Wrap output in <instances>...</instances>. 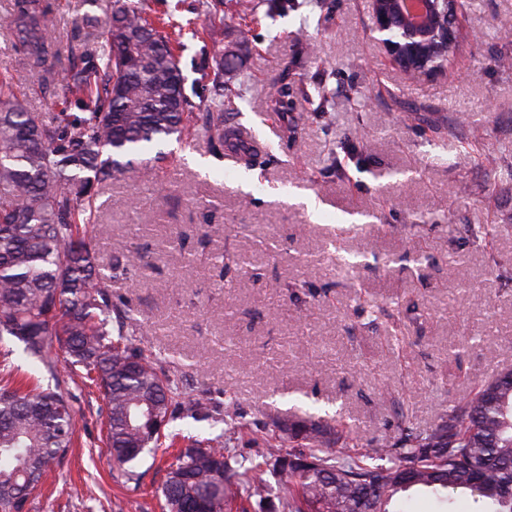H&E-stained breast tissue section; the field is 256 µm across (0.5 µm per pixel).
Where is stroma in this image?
Here are the masks:
<instances>
[{
	"label": "stroma",
	"mask_w": 512,
	"mask_h": 512,
	"mask_svg": "<svg viewBox=\"0 0 512 512\" xmlns=\"http://www.w3.org/2000/svg\"><path fill=\"white\" fill-rule=\"evenodd\" d=\"M50 2L56 40L79 45L86 5ZM146 3L183 27L187 94L208 97L199 79L218 53L236 55L246 75L223 143L196 110L161 168L98 186L100 265L111 268L121 240L148 261L135 277L113 276L112 303L147 327L136 345L168 370L180 400L204 391L216 408L233 401L246 432L230 445L258 459L275 412L290 408L285 392L368 447L403 423L429 427L475 382L512 369V0H464L461 47L430 78L387 57L371 32L372 0L274 16L249 0L248 25L239 0H224L220 20L203 0ZM10 4L0 0V74L14 76L43 120L87 115L23 65L7 35ZM285 84L288 104L273 110ZM243 127L253 133L247 156L236 152ZM353 253L358 266L336 272V257ZM217 254L227 275L212 264ZM451 256L463 279L449 277ZM0 365L12 381L50 382L13 338L0 339ZM58 377L76 414L74 446L36 512H161L165 451L144 455L137 478L113 469L102 396L84 372ZM393 509L485 505L414 494Z\"/></svg>",
	"instance_id": "obj_1"
}]
</instances>
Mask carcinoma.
Here are the masks:
<instances>
[{
    "mask_svg": "<svg viewBox=\"0 0 512 512\" xmlns=\"http://www.w3.org/2000/svg\"><path fill=\"white\" fill-rule=\"evenodd\" d=\"M86 50L79 69L57 68L64 47L53 39L46 0H12L7 29L29 70L61 82L86 104L88 116L67 112L44 121L0 76V338L22 343L52 377L58 364L82 367L105 399L112 464L134 475L179 403L163 365L146 357L132 336L139 320L126 311L112 320L111 276L101 272L90 236L96 224L95 184L138 172L132 156L182 134L195 103L186 95L181 42L154 22L143 0H111L105 18L85 15ZM236 64L221 54L202 74L224 125V105L238 93L224 85ZM145 256L116 246L112 269L138 270ZM197 417L210 401L187 406ZM224 432L189 438L160 487L167 512H232L255 499L273 512H391L399 494L424 490L439 498L469 494L490 512H512V372L481 380L470 397L430 427L399 428L378 448H360L351 432L308 416L272 418L267 456L238 458L229 445L242 432L231 404ZM76 418L58 388L23 391L0 386V512H30L35 492L71 446ZM281 475L269 480V459Z\"/></svg>",
    "mask_w": 512,
    "mask_h": 512,
    "instance_id": "carcinoma-1",
    "label": "carcinoma"
}]
</instances>
